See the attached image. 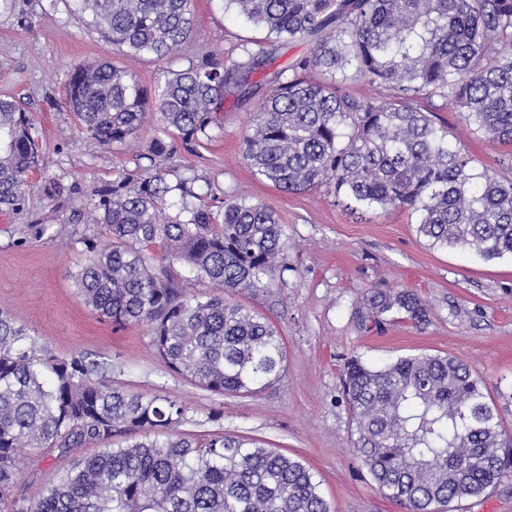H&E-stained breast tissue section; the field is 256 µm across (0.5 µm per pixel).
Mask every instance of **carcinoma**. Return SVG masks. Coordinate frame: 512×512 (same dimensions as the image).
Returning a JSON list of instances; mask_svg holds the SVG:
<instances>
[{
  "mask_svg": "<svg viewBox=\"0 0 512 512\" xmlns=\"http://www.w3.org/2000/svg\"><path fill=\"white\" fill-rule=\"evenodd\" d=\"M30 29L29 0H0ZM70 15L130 58L163 59L193 39L192 0H70ZM278 39L309 40V53L274 73L253 115L243 158L284 191L324 188L346 209L404 208L433 247L466 248L485 260L512 256V181L478 170L448 128L414 106L439 97L463 122L512 144V0H225ZM226 67L207 59L162 72L152 88L110 61L81 64L64 85L77 125L103 144L139 135L168 158L175 141L199 146L229 88L246 91L271 45H238ZM387 91L339 92L312 71ZM33 119L0 97V211H18L38 164ZM48 198L71 187L41 184ZM178 198V210L165 214ZM186 180L160 170L119 173L96 188L82 234L84 262L70 274L77 295L115 328L142 325L165 364L219 395L256 393L283 371V338L264 314L228 299L267 292L284 277L285 225L242 196L218 211L195 203ZM108 244H101V240ZM217 290L189 292L171 274ZM360 329L429 309L409 290L377 289L355 307ZM341 393L351 441L377 490L405 512H454L512 474V439L485 384L447 355L408 354L383 366L350 358ZM187 419L175 401L112 386L84 355L57 356L0 311V512H15L20 453L58 451L71 467L26 512H331L303 461L222 432L198 441L172 432ZM105 448L83 457L89 444Z\"/></svg>",
  "mask_w": 512,
  "mask_h": 512,
  "instance_id": "cac0c4a2",
  "label": "carcinoma"
}]
</instances>
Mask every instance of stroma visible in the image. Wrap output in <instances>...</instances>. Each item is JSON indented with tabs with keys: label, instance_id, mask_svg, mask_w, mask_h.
Segmentation results:
<instances>
[{
	"label": "stroma",
	"instance_id": "stroma-1",
	"mask_svg": "<svg viewBox=\"0 0 512 512\" xmlns=\"http://www.w3.org/2000/svg\"><path fill=\"white\" fill-rule=\"evenodd\" d=\"M35 26L25 29L9 6L0 7V96L20 100L30 113L40 147L39 168L23 208L0 213V311L10 313L61 357L86 355L105 369L114 387L186 405L183 436L221 432L253 439L299 458L315 473L332 512H401L381 494L351 439L340 377L353 355L381 365L406 354H447L466 363L491 394L502 427L512 435V258L484 260L461 248H433L418 235L417 213L407 209L349 214L323 190L290 193L257 176L243 158V137L260 102L229 94L205 146L177 145L168 159H147L155 135L146 124L138 139L104 144L85 134L64 104V81L75 66L94 59L132 69L153 86L168 69L210 56L232 63L243 42L274 44L276 53L250 77L260 84L304 57L309 41L285 42L233 11L224 0H193L195 36L174 60H131L113 51L91 27L75 21L67 0H31ZM478 167L512 180V145L489 141L440 98L427 105ZM198 175L203 203L220 206L234 193L273 209L286 226L283 257L290 269L270 293L239 294V302L278 327L286 349L278 381L254 395H216L173 372L158 355L146 327L123 329L99 319L68 277L80 265L71 244L74 213L86 211L93 190L116 172L148 170ZM63 177L74 193L47 198L45 179ZM28 224L52 225L53 237L27 238ZM407 289L430 309L426 326L395 320L383 329H358L354 308L374 289ZM71 464L69 456L23 454L13 495L28 506L40 489Z\"/></svg>",
	"mask_w": 512,
	"mask_h": 512
}]
</instances>
